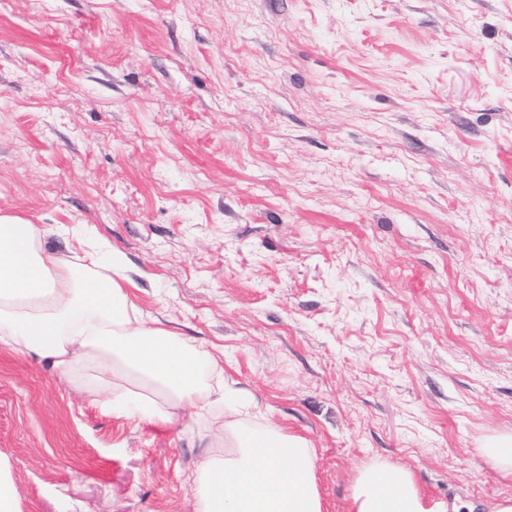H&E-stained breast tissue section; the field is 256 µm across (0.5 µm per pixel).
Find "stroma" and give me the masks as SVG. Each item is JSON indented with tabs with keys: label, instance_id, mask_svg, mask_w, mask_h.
<instances>
[{
	"label": "stroma",
	"instance_id": "1",
	"mask_svg": "<svg viewBox=\"0 0 512 512\" xmlns=\"http://www.w3.org/2000/svg\"><path fill=\"white\" fill-rule=\"evenodd\" d=\"M0 214L118 251L308 440L324 512L377 464L512 497V0H0ZM203 427L0 343L15 512H194ZM495 468L512 470V436L499 437L488 441L482 449Z\"/></svg>",
	"mask_w": 512,
	"mask_h": 512
}]
</instances>
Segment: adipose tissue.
<instances>
[{"instance_id": "ef3b65f1", "label": "adipose tissue", "mask_w": 512, "mask_h": 512, "mask_svg": "<svg viewBox=\"0 0 512 512\" xmlns=\"http://www.w3.org/2000/svg\"><path fill=\"white\" fill-rule=\"evenodd\" d=\"M38 225L0 215V342L49 360L104 406L152 423L194 409L211 441L193 476L196 512H323L308 441L249 419L252 397L224 383L210 353L161 322L141 320L119 254L75 264L46 251ZM427 500L411 471L358 474L353 512H460Z\"/></svg>"}]
</instances>
